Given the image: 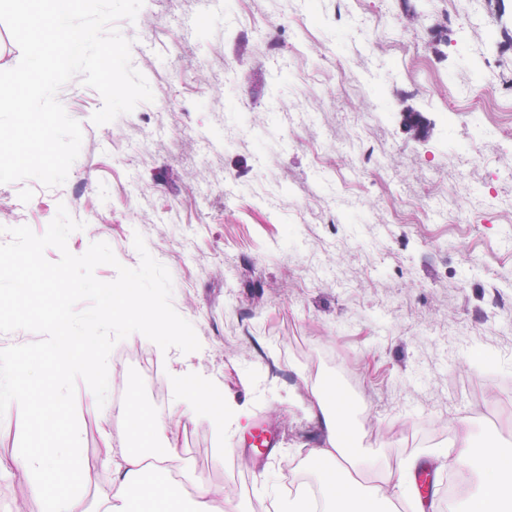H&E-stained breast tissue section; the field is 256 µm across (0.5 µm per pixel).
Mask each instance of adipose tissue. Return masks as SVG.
Returning <instances> with one entry per match:
<instances>
[{
	"instance_id": "ef3b65f1",
	"label": "adipose tissue",
	"mask_w": 512,
	"mask_h": 512,
	"mask_svg": "<svg viewBox=\"0 0 512 512\" xmlns=\"http://www.w3.org/2000/svg\"><path fill=\"white\" fill-rule=\"evenodd\" d=\"M349 399L343 394L330 404L315 400L310 413L318 418L323 442L309 452V463L322 472L320 495L324 512H389L394 497L406 495V475L416 463L407 460L396 469L383 472L380 483L364 490L353 486L343 465L353 450L346 441L353 429L349 423ZM128 428L133 438L152 441L166 435V448L145 454L139 448L123 449L119 461H113L115 476L107 490L100 512H137L140 501L153 504L155 512H224L231 493L211 483L198 484L194 493L183 494L170 480L178 458V437L171 434L178 407L166 416L144 411L137 404L126 409ZM456 446L448 456L450 466L483 472L479 492L473 496L467 512H512V450L495 445L475 448L467 421L455 423ZM85 468L79 437L70 434L64 448H30L22 451L9 465L8 472L46 505V512H75V490Z\"/></svg>"
}]
</instances>
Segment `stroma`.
Instances as JSON below:
<instances>
[{
    "mask_svg": "<svg viewBox=\"0 0 512 512\" xmlns=\"http://www.w3.org/2000/svg\"><path fill=\"white\" fill-rule=\"evenodd\" d=\"M224 2L144 0L119 22L153 102L98 125L101 95L65 84L58 99L81 125L80 154L60 186L0 184V243L5 224L43 233L61 205L85 224L68 239L73 254L104 241L134 268L144 237L201 348L164 351L134 333L114 349L148 347L164 373L245 411L247 426L220 439L211 411H186L202 436L181 447L177 481L227 476V512H279L290 479L316 482L315 389L341 387L355 402L357 486L448 448L460 418L475 445L512 449L498 422L507 409L487 398L512 385V155L498 158V203H481L480 174L456 156L472 128L439 114L453 103L512 122V97L480 101L482 4L451 25L442 0L416 14L402 0H356L348 23L339 0ZM392 12L403 26L391 38L366 28ZM414 37L412 78L390 83ZM380 88L387 118L372 110ZM75 404L86 510L112 481L102 431L116 447L132 442L104 428L84 386ZM260 429L280 437L267 456L248 445Z\"/></svg>",
    "mask_w": 512,
    "mask_h": 512,
    "instance_id": "35a3bbf8",
    "label": "stroma"
}]
</instances>
